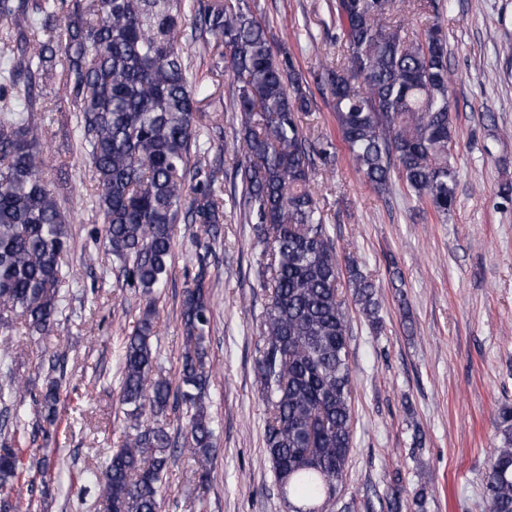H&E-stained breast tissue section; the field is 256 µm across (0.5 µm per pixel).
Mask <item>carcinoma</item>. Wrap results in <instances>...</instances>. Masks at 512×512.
<instances>
[{"label":"carcinoma","instance_id":"obj_1","mask_svg":"<svg viewBox=\"0 0 512 512\" xmlns=\"http://www.w3.org/2000/svg\"><path fill=\"white\" fill-rule=\"evenodd\" d=\"M336 0L341 54L319 80L331 97L342 142L378 190L397 173L442 215L455 199L448 100V54L441 28L407 38L405 3ZM193 53L224 62L234 75L231 110L241 149L240 197L231 205L263 246L258 382L266 403L265 451L287 512H352L341 485L353 449L349 320L338 292L341 267L312 189L315 158L333 157L329 140L311 141L300 115L311 105L303 77L275 45L256 0H0V327L16 319L48 336L69 281L71 218L46 172L45 125L36 90L51 81L81 113L79 150L95 175L93 199L104 247L146 306L121 355L120 404L127 433L92 475L96 512H159L160 485L174 449L159 417L182 408L188 481L208 485L214 421L205 402L204 341L211 306L204 259L186 281L179 379L154 377V316L173 256V225L196 224L211 249L224 223V171L209 162L217 118L200 103L208 87L190 79L183 27ZM195 162H190V158ZM346 271L352 300L380 324L377 287L355 258ZM0 386V512L26 472L15 434L26 423L14 374ZM63 380L32 396L38 420L53 427ZM501 445L485 473L486 512H512V406L493 418Z\"/></svg>","mask_w":512,"mask_h":512}]
</instances>
